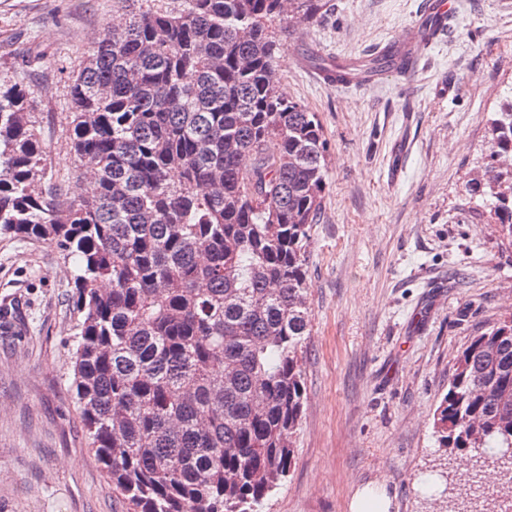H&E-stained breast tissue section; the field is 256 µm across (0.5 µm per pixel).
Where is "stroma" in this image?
Segmentation results:
<instances>
[{
	"label": "stroma",
	"mask_w": 512,
	"mask_h": 512,
	"mask_svg": "<svg viewBox=\"0 0 512 512\" xmlns=\"http://www.w3.org/2000/svg\"><path fill=\"white\" fill-rule=\"evenodd\" d=\"M423 0H327L288 22L283 92L315 112L327 143L312 231L306 402L288 477L261 512H349L384 487L389 512H445L426 486L448 455L433 412L458 352L512 313V244L467 189L488 161L495 112L512 102V0H457L420 74L374 87L316 80L325 57L371 56L402 39ZM113 0H0V80L35 101L45 181L83 192L69 147V75ZM43 67L24 69L31 46ZM77 268L48 240L0 234V512H125L73 400Z\"/></svg>",
	"instance_id": "1"
}]
</instances>
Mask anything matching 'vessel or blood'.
Segmentation results:
<instances>
[{
	"label": "vessel or blood",
	"instance_id": "obj_1",
	"mask_svg": "<svg viewBox=\"0 0 512 512\" xmlns=\"http://www.w3.org/2000/svg\"><path fill=\"white\" fill-rule=\"evenodd\" d=\"M455 11V0H424L419 15L407 28L406 38L385 44L377 53L378 65L348 73V84L379 83L389 69L406 75L417 74L420 62L417 47L435 44Z\"/></svg>",
	"mask_w": 512,
	"mask_h": 512
}]
</instances>
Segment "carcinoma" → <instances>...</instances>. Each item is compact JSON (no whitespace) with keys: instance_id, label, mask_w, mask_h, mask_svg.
Wrapping results in <instances>:
<instances>
[{"instance_id":"carcinoma-1","label":"carcinoma","mask_w":512,"mask_h":512,"mask_svg":"<svg viewBox=\"0 0 512 512\" xmlns=\"http://www.w3.org/2000/svg\"><path fill=\"white\" fill-rule=\"evenodd\" d=\"M71 77L72 200L45 184L29 92L0 83V232L76 258L73 389L126 512H256L287 478L302 419L311 231L326 142L280 88L278 23L323 0H181L127 8ZM512 245V103L491 122ZM512 493V313L458 353L434 413L441 447L475 446Z\"/></svg>"}]
</instances>
